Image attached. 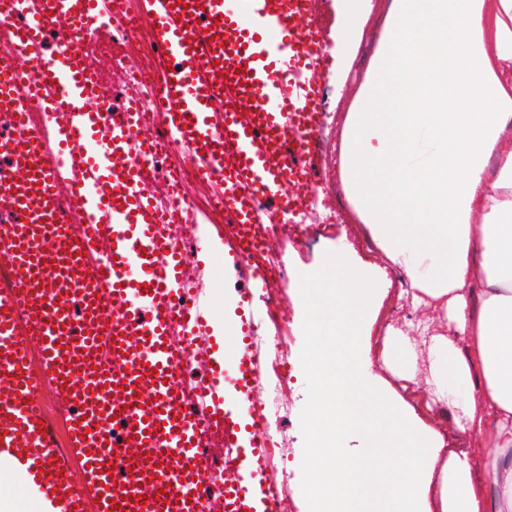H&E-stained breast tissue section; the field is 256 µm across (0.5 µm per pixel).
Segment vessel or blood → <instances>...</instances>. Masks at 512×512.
Returning <instances> with one entry per match:
<instances>
[{
    "label": "vessel or blood",
    "instance_id": "obj_1",
    "mask_svg": "<svg viewBox=\"0 0 512 512\" xmlns=\"http://www.w3.org/2000/svg\"><path fill=\"white\" fill-rule=\"evenodd\" d=\"M147 35L153 106L127 93L110 107L102 24ZM0 451L28 464L65 512H284L270 488L267 380L256 294L275 287L265 262L276 224L311 194L330 54L313 0H0ZM28 78L33 91L20 94ZM44 124L33 128L32 113ZM197 177L152 173L161 130ZM210 187L224 218V258L252 280L238 301L239 350L225 362L214 305L186 288L200 261L193 203ZM209 381L187 386L188 365ZM50 380L71 410L69 447L86 481L58 457L38 394ZM230 448L221 467L205 449ZM221 477L224 494L199 490Z\"/></svg>",
    "mask_w": 512,
    "mask_h": 512
}]
</instances>
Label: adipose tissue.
Returning a JSON list of instances; mask_svg holds the SVG:
<instances>
[{
  "label": "adipose tissue",
  "instance_id": "1",
  "mask_svg": "<svg viewBox=\"0 0 512 512\" xmlns=\"http://www.w3.org/2000/svg\"><path fill=\"white\" fill-rule=\"evenodd\" d=\"M512 0H392L347 114L341 179L374 247L426 312L382 361L494 456L439 460L436 434L373 385L360 336L379 268L337 251L298 290L312 400L305 512H512ZM481 223H474V216ZM367 441L339 452L342 433ZM0 512H63L0 453Z\"/></svg>",
  "mask_w": 512,
  "mask_h": 512
}]
</instances>
